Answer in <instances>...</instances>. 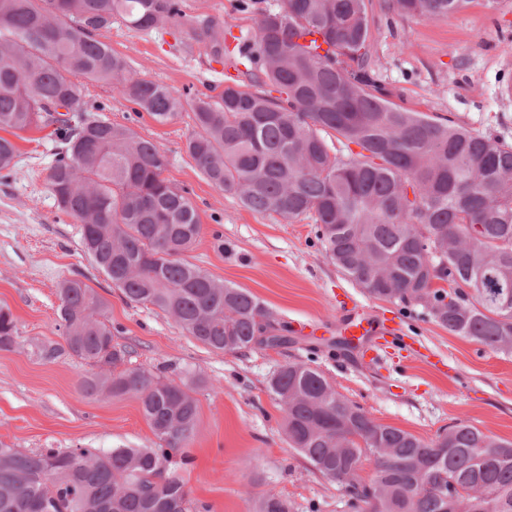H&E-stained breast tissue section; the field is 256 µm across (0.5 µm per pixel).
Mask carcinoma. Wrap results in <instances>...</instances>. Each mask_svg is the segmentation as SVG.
Masks as SVG:
<instances>
[{"instance_id": "obj_1", "label": "carcinoma", "mask_w": 512, "mask_h": 512, "mask_svg": "<svg viewBox=\"0 0 512 512\" xmlns=\"http://www.w3.org/2000/svg\"><path fill=\"white\" fill-rule=\"evenodd\" d=\"M471 0H381L380 11L449 18ZM373 0H282L255 18L243 75L218 99L182 98L141 77L97 39L121 16L140 31L179 27L180 0H0V130L24 139L51 129L47 182L58 209L81 224L84 252L130 303L166 313L212 351L277 346L270 311L249 291L215 279L183 255L200 217L189 192L163 177L157 144L86 102L88 84L118 88L160 124L184 106L194 126L186 150L214 187L246 209L312 218L327 258L369 296L418 306L448 332L512 352V144L449 118L386 98L373 69ZM190 41L223 58L227 26L195 18ZM317 34L322 45L304 37ZM360 151L355 152L352 146ZM18 146L0 136V173L16 170ZM448 284L444 288L440 283ZM67 353L106 375L83 379L90 394L139 401L154 448H43L0 443V512H210L190 503L181 475L198 430L186 383L141 368L117 370L109 305L79 279L57 286ZM16 320L0 307V350L16 344ZM268 389L285 412L288 446L367 512H512V441L456 422L425 441L372 419L318 369L288 362ZM371 456L375 474L360 475ZM253 512H291L266 492Z\"/></svg>"}]
</instances>
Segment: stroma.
<instances>
[{"mask_svg": "<svg viewBox=\"0 0 512 512\" xmlns=\"http://www.w3.org/2000/svg\"><path fill=\"white\" fill-rule=\"evenodd\" d=\"M278 2L182 0V9L190 18L228 23L231 46L253 40L257 14ZM372 35L375 70L391 101L512 142V95L501 93L512 81V0H499L494 10L471 0L460 13L433 20L379 14ZM98 37L142 77L187 97L218 95L223 77L237 74L228 63L216 68L182 28L143 33L116 17ZM88 93L112 122L159 145L170 159L165 178L189 190L201 233L186 260L254 294L289 342L217 353L159 309L126 303L85 254L80 224L54 204L46 181L52 141H18L17 175L0 178V306L10 309L18 329L14 349L0 351V442L36 452L151 448L157 441L137 400L83 391L96 366L69 355L40 357L41 344L62 340L56 309L64 279L82 280L108 300L113 342L128 351L126 367L174 379L191 371L199 422L182 475L189 500L207 503L210 512H251L253 497L269 489L293 512H349L344 488L315 474L288 446L284 413L267 389L271 373L288 362L318 368L375 421L418 438L434 439L462 420L512 440V354L449 333L422 308L370 297L327 258L312 219L255 213L215 188L186 150L191 110L160 124L134 114L111 85L89 84ZM348 311L396 318L403 344L375 359L339 345L333 330ZM299 321L330 332L301 335ZM432 358L438 367L429 366Z\"/></svg>", "mask_w": 512, "mask_h": 512, "instance_id": "35a3bbf8", "label": "stroma"}]
</instances>
